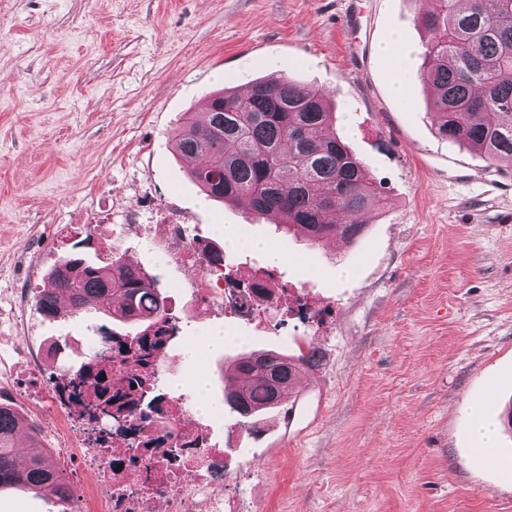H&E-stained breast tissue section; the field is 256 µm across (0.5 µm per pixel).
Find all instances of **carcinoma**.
Here are the masks:
<instances>
[{"instance_id": "cac0c4a2", "label": "carcinoma", "mask_w": 512, "mask_h": 512, "mask_svg": "<svg viewBox=\"0 0 512 512\" xmlns=\"http://www.w3.org/2000/svg\"><path fill=\"white\" fill-rule=\"evenodd\" d=\"M467 2L462 9L458 0H430L421 13L429 37L420 77L431 91L441 137L512 167V0ZM209 99L205 115L186 113L174 131L176 152L198 159L191 177L207 197L244 199L257 216L301 234L312 249L336 236L351 242L362 235L364 214L382 197L364 162L331 130L332 112L321 91L287 78L256 79L246 94L221 89ZM202 252L206 266L224 269L223 250L209 244ZM60 294L78 311L107 317L98 328L105 343L117 337L110 322L136 329L116 340L117 354L136 362L150 355L149 331L168 321L153 278L119 260H60L38 293L39 313L56 317ZM102 358L94 354L65 379L69 396L84 403L91 420L114 405L137 409L135 392L144 382L134 374L126 388L112 392V372ZM313 365L312 353L295 361L272 351L244 353L230 373L238 385L225 400L249 417L280 404L302 369ZM21 426V416L0 403V487L49 491L67 500L65 476L36 436H30L34 450L18 457L14 438Z\"/></svg>"}]
</instances>
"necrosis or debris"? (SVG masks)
<instances>
[{"label": "necrosis or debris", "mask_w": 512, "mask_h": 512, "mask_svg": "<svg viewBox=\"0 0 512 512\" xmlns=\"http://www.w3.org/2000/svg\"><path fill=\"white\" fill-rule=\"evenodd\" d=\"M150 407L175 435L174 441L143 427L138 415L123 421L100 417L94 431L57 448L65 463L92 469V484H70L76 512H236L225 489L224 451L206 430L185 424V403L152 378Z\"/></svg>", "instance_id": "4bbe7bcc"}]
</instances>
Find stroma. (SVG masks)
I'll list each match as a JSON object with an SVG mask.
<instances>
[{"mask_svg":"<svg viewBox=\"0 0 512 512\" xmlns=\"http://www.w3.org/2000/svg\"><path fill=\"white\" fill-rule=\"evenodd\" d=\"M426 3L0 0V402L23 418L19 456L32 431L57 445V407L29 389L94 349L96 317L35 308L47 272L79 253L151 274L183 342L223 327V354L195 364L178 351L163 370L223 446L242 512H512V168L437 134L420 79ZM395 33L412 48L400 66L380 52ZM272 77L325 89L379 188L358 241L311 250L245 205L206 198L176 155L184 113ZM227 224L245 242L224 253L235 278L273 268L275 287L315 306L312 320L279 303L256 321L202 305L173 240L220 245ZM255 238L286 262L248 248ZM255 350L311 352L316 365L280 405L244 418L221 375ZM200 376L219 412L196 411ZM475 405L497 425L491 466L470 460ZM65 509L48 492L0 488V512Z\"/></svg>","mask_w":512,"mask_h":512,"instance_id":"obj_1","label":"stroma"}]
</instances>
